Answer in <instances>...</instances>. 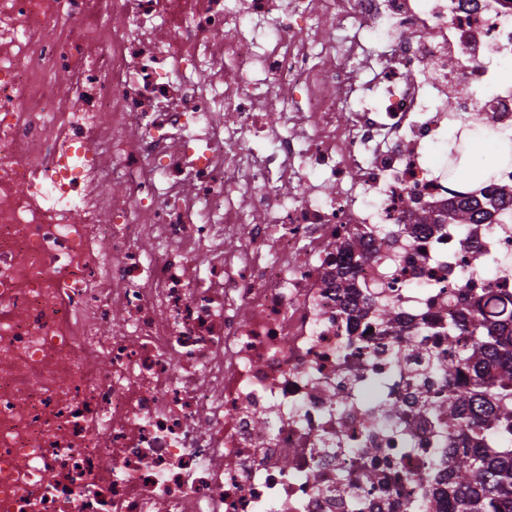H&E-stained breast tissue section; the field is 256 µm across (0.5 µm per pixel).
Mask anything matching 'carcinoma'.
Instances as JSON below:
<instances>
[{
	"label": "carcinoma",
	"instance_id": "obj_1",
	"mask_svg": "<svg viewBox=\"0 0 512 512\" xmlns=\"http://www.w3.org/2000/svg\"><path fill=\"white\" fill-rule=\"evenodd\" d=\"M469 206L451 204L448 220L419 217L421 224H460ZM474 338L460 360L434 364L451 378L460 363L476 367L471 386L458 392L443 409L448 418L476 430V438L512 432V317L494 326L476 324ZM499 371V382L487 386L482 370ZM453 512H512V442L497 448H468L448 459Z\"/></svg>",
	"mask_w": 512,
	"mask_h": 512
}]
</instances>
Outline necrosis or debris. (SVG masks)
Returning <instances> with one entry per match:
<instances>
[{
    "mask_svg": "<svg viewBox=\"0 0 512 512\" xmlns=\"http://www.w3.org/2000/svg\"><path fill=\"white\" fill-rule=\"evenodd\" d=\"M511 64L512 0H0V512L447 506L512 163L433 154Z\"/></svg>",
    "mask_w": 512,
    "mask_h": 512,
    "instance_id": "4bbe7bcc",
    "label": "necrosis or debris"
}]
</instances>
